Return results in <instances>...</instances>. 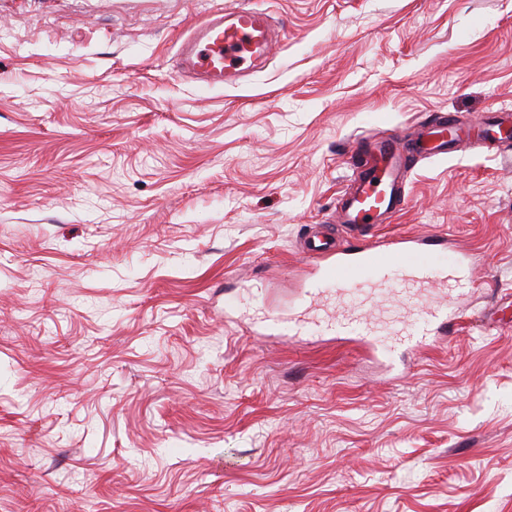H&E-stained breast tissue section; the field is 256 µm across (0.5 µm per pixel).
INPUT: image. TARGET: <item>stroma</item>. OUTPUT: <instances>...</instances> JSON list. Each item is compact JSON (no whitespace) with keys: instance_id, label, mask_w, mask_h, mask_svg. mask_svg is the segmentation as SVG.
<instances>
[{"instance_id":"1","label":"stroma","mask_w":512,"mask_h":512,"mask_svg":"<svg viewBox=\"0 0 512 512\" xmlns=\"http://www.w3.org/2000/svg\"><path fill=\"white\" fill-rule=\"evenodd\" d=\"M277 45L181 76L209 13ZM512 108V0H0V512H512V156L416 158L379 238L470 254L455 332L265 338L357 144ZM274 38L265 10L237 8L225 15L220 10L205 17L183 42L182 58L207 86L235 85L271 52Z\"/></svg>"}]
</instances>
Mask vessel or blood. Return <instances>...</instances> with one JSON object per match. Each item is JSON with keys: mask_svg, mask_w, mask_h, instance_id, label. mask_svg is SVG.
I'll list each match as a JSON object with an SVG mask.
<instances>
[{"mask_svg": "<svg viewBox=\"0 0 512 512\" xmlns=\"http://www.w3.org/2000/svg\"><path fill=\"white\" fill-rule=\"evenodd\" d=\"M274 30L265 10L237 8L205 17L182 45V58L197 79L213 88L236 84L274 47ZM512 126V111L504 109L479 132L446 116L435 117L426 126L422 142L387 139L377 148V161L362 166L356 182L339 200L332 224L362 231L393 220L407 204L404 173L414 155L445 156L460 141L472 151L490 150L505 143L504 132ZM304 238L302 249L317 255L312 284L301 311L289 318H269L262 323L264 335L296 336L306 332L354 336L372 345L381 317L367 310V303L383 297L402 305L425 300V308L394 312L392 332L409 347L458 318L454 277L441 271L428 274L408 264L413 252L427 253L438 246L435 238H395L342 248L331 226Z\"/></svg>", "mask_w": 512, "mask_h": 512, "instance_id": "1", "label": "vessel or blood"}]
</instances>
